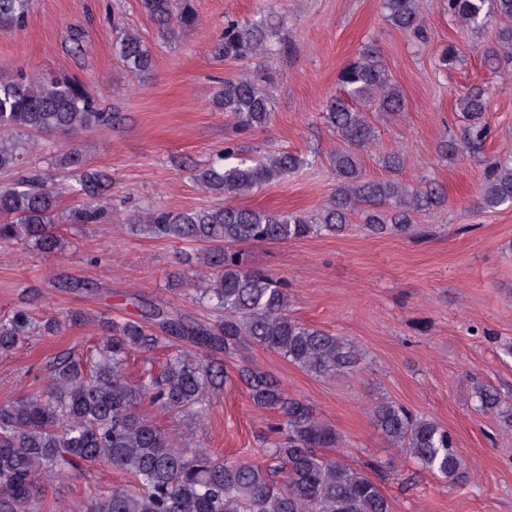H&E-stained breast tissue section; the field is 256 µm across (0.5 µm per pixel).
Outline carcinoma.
<instances>
[{
  "label": "carcinoma",
  "instance_id": "carcinoma-1",
  "mask_svg": "<svg viewBox=\"0 0 512 512\" xmlns=\"http://www.w3.org/2000/svg\"><path fill=\"white\" fill-rule=\"evenodd\" d=\"M30 0H0V28L20 29ZM158 25L188 27L196 20L191 0H142ZM387 21L395 28L423 34L419 0H384ZM448 12L468 29L489 17L512 20V0H448ZM269 12L248 25L224 20V39L215 53L224 59H246L269 49L268 39L283 26ZM116 49L124 65L146 76L152 56L142 40L126 34ZM343 96L327 109V122L341 146L331 158L336 188L318 212L255 210L231 200L287 177L307 164L293 153H265L257 158L234 142L210 163L196 169L193 180L224 204L188 211L152 210L129 222L133 233L151 238L203 245L202 267L207 286L199 300L224 317L201 323L157 304L149 305L150 325L82 311L38 322L31 299L11 315L0 317V353H8L36 329L54 335L68 326L96 325L99 342L83 355L65 352L47 367L46 382L34 392L0 403V512H41V480L69 476L81 464H103L129 477L108 494L83 503L78 512H391L378 485L342 459L322 453L338 448L336 429L319 420L312 406L290 398L280 381L261 369H238L252 406L270 411L269 452L272 463L224 461L206 448H180L142 411L143 404L175 413L190 426L205 418L210 396L224 388V363L208 359L218 353L229 359L258 346L280 354L306 373L334 377L359 363L357 352L338 336L295 319L289 312L285 285L262 274L244 260L237 247L252 242L281 241L311 234L337 235L350 217L361 218L373 235L414 231V213L445 206L438 192L421 191L397 179L363 178L358 150L374 132L356 101L384 112H399L404 97L392 84L379 50L364 48L340 74ZM215 106L231 113L244 128L264 127L270 119L271 97L262 80L251 76L224 81ZM488 101L483 88L468 89L457 100L465 123L464 143L444 140L441 159L452 161L463 150L480 151L488 128ZM120 119L104 112L83 85L73 79L37 81L21 74L0 81V169L20 164L14 131L39 133L88 130ZM107 176L86 170L78 192L87 205L73 211L72 224H92L102 214L99 204ZM512 204V161L492 164L487 171L480 207L492 211ZM57 193L38 171L0 187V243L34 246L54 253L60 246L53 231ZM186 341L190 347L174 345ZM171 347L165 364L148 371L135 384L126 376L132 354L145 357ZM481 408L502 413L512 426V410L498 394L484 390ZM375 426L394 445L443 481L466 478V463L456 442L439 423L392 402L372 409Z\"/></svg>",
  "mask_w": 512,
  "mask_h": 512
}]
</instances>
